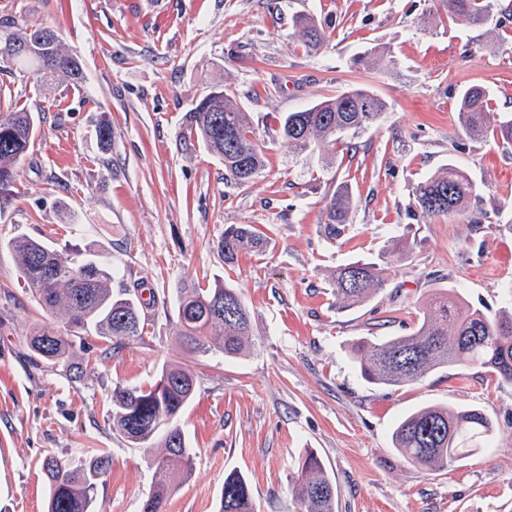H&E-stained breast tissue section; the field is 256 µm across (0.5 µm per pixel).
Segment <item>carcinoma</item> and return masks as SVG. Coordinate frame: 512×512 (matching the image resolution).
<instances>
[{
	"label": "carcinoma",
	"mask_w": 512,
	"mask_h": 512,
	"mask_svg": "<svg viewBox=\"0 0 512 512\" xmlns=\"http://www.w3.org/2000/svg\"><path fill=\"white\" fill-rule=\"evenodd\" d=\"M448 12L472 25L490 20L491 0H446ZM300 46L309 55L326 44L328 36L314 19L297 17ZM13 71L32 73L43 81H83L78 56L65 48L55 31L18 29L0 37ZM384 103L367 90L348 89L297 111L282 120L280 133L300 151H313L359 133L375 124ZM464 132L476 139L512 142V115L490 125L489 93L472 86L460 96ZM33 113L10 105L0 111V210L11 201L14 182L34 143ZM184 138L196 140L224 161L227 176L238 184L254 178L264 166L263 150L249 113L224 89L216 87L186 114ZM414 209L432 218H451L468 205L475 190L468 176L453 164L418 183L412 191ZM353 200L348 186L336 188L326 205L321 229L336 241L350 223ZM266 236L246 225L229 224L218 242L224 263L233 264L242 251L263 250ZM11 253L31 287L32 300L47 312L48 321L27 336L31 356L67 379L83 374V339L94 334L119 349L139 339L145 330L142 304L124 293L112 292V264L95 253H62L24 234L9 238ZM385 283V268L358 260L336 269V306L358 307ZM175 316L180 343L197 357L221 353L235 357L245 350L251 333L250 312L240 293L222 283L176 288ZM351 358L368 382L397 387L422 381L451 366L461 371L482 369L512 383V298L495 312L474 307L457 292L435 293L423 320L411 332L358 343ZM195 395L192 369L180 362L162 365L147 387L117 385L112 389V429L132 443L159 452L150 460L152 489L140 512H165L176 476L192 469V453L179 420ZM494 428L476 408L430 405L419 408L394 426L393 448L405 459L429 469L444 468L481 448L489 447ZM112 460L99 454L90 460L44 458L49 496L47 512H92L97 484ZM302 512H336V491L324 464L313 453L298 467L296 478ZM220 512H254L246 478L239 472L224 477Z\"/></svg>",
	"instance_id": "obj_1"
}]
</instances>
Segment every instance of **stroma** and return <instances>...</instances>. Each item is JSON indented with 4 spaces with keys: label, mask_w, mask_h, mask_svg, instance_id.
<instances>
[{
    "label": "stroma",
    "mask_w": 512,
    "mask_h": 512,
    "mask_svg": "<svg viewBox=\"0 0 512 512\" xmlns=\"http://www.w3.org/2000/svg\"><path fill=\"white\" fill-rule=\"evenodd\" d=\"M296 16L329 32L319 53L300 49ZM0 20L55 30L84 69L79 85L49 84L0 57V105L40 116L0 239L24 233L109 256L113 290L157 297L143 340L109 351L90 338L73 382L31 359L25 338L43 313L0 251V512H46L44 457L101 449L112 469L94 512H139L153 470L147 449L113 430L112 388L148 385L183 358L175 291L217 280L242 292L251 349L194 362L195 398L180 420L193 466L165 512H219L233 471L256 512H300L295 477L310 451L336 487V512H512V384L448 368L380 387L350 357L357 342L413 330L437 289L494 310L512 292V143L467 137L457 106L476 85L492 119L512 114V0H493L479 28L449 18L444 0H0ZM373 48L381 56L357 64ZM353 85L385 103L377 124L311 153L280 135L287 113ZM215 87L249 112L263 147V169L243 185L181 138L186 112ZM451 163L475 198L452 220L416 213L413 186ZM340 184L354 208L331 241L325 194ZM229 224L262 230L263 252L225 265L217 244ZM359 258L386 267L387 280L360 307L337 308L333 272ZM431 404L481 409L496 427L492 447L443 469L406 462L393 426Z\"/></svg>",
    "instance_id": "35a3bbf8"
}]
</instances>
